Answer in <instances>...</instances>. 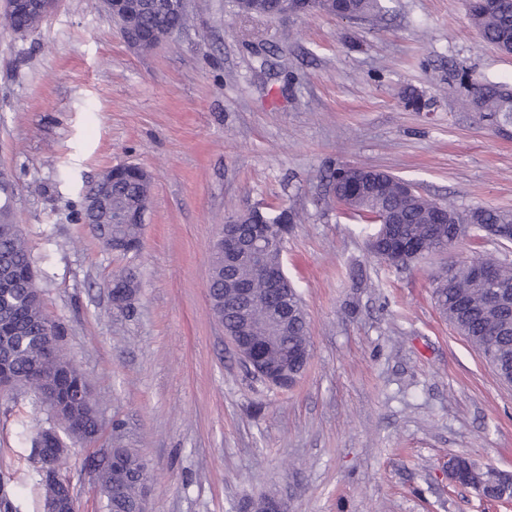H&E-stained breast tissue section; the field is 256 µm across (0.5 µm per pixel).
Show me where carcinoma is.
<instances>
[{
    "label": "carcinoma",
    "instance_id": "cac0c4a2",
    "mask_svg": "<svg viewBox=\"0 0 512 512\" xmlns=\"http://www.w3.org/2000/svg\"><path fill=\"white\" fill-rule=\"evenodd\" d=\"M306 10H320L338 18L358 20L381 10V0H307ZM152 7L141 18L145 27L188 25L189 15H171L159 0H149ZM236 11L249 15L275 16L277 0H235ZM469 15L484 39L505 53H512V0H499L491 9L486 0H469ZM43 21L37 14L16 16L0 13V29L26 33ZM478 110L491 124L512 125V88L507 85L473 81L469 85ZM362 178H357V173ZM336 201L352 217L376 226L368 239L370 253L396 268L409 265L406 260L411 247L426 253L455 244L467 228L476 226L495 236L503 225L512 226V212L478 206L465 213L446 203L423 196L416 186L403 178L375 171L365 166H343L330 175ZM152 181L139 171L128 168L112 182L113 210L125 214L144 213L151 199ZM15 186L7 175L0 177V282L12 285L0 292V361L12 379V388L42 392L46 377L57 375L76 389L77 394L54 400L41 399L51 414L53 425L36 432L34 441L53 450V463H59L70 445L93 443L97 412L91 385L80 369L63 353L65 328L46 313L37 273L30 250L19 225L13 223L11 203ZM299 220L297 211L281 207L255 213L244 220L241 232L251 233V225L268 226L271 245L263 256L265 264L276 266L288 235V225ZM142 225L113 224L111 239L128 253L140 246ZM255 260L246 253L233 266H224V254L218 245L211 247L209 281L216 301L210 303L215 318L228 331L238 329L235 307L238 300L224 298V281L234 279L255 288L260 304L255 308L253 326L247 332L250 345L265 353L268 366L277 364L275 347L306 349L311 346L309 322L304 318L303 300L293 285H288V325L278 315L266 312L277 300L254 277ZM483 267L495 269L496 278L481 280L475 271ZM434 303L439 313L481 354L503 385L512 386V265L490 257H477L461 265H450L435 278ZM469 484L481 488L491 499L497 498V484L487 473L478 470L467 459ZM95 480L104 497L106 512L119 502L132 512L147 490L149 466L138 453L127 448L114 457L95 464ZM44 505L60 499L63 486L55 480H41Z\"/></svg>",
    "mask_w": 512,
    "mask_h": 512
}]
</instances>
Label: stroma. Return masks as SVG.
Returning <instances> with one entry per match:
<instances>
[{
	"label": "stroma",
	"instance_id": "1",
	"mask_svg": "<svg viewBox=\"0 0 512 512\" xmlns=\"http://www.w3.org/2000/svg\"><path fill=\"white\" fill-rule=\"evenodd\" d=\"M383 12L237 15L188 0L191 23L148 52L95 0H59L25 37L0 34V170L15 184L47 312L88 377L101 432L61 475L79 512H104L87 462L137 449L149 512H512L453 482L452 456L512 474V388L439 315L432 276L512 242L462 237L406 269L370 255L326 177L355 164L459 210H512V135L452 77L512 86V54L486 43L467 0H382ZM416 91L421 111L406 107ZM153 176L138 250L106 249L78 223L100 171ZM298 210L284 270L309 317L311 360L291 390L251 375L212 316L209 245L249 207ZM364 272V285L349 273ZM133 272V311L109 295ZM0 393V477L20 512H44L32 440L46 413Z\"/></svg>",
	"mask_w": 512,
	"mask_h": 512
}]
</instances>
